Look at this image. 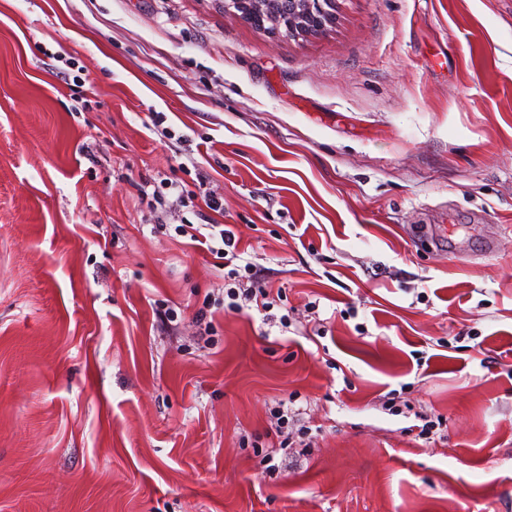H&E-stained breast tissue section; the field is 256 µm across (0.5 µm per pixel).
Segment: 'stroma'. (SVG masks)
I'll return each instance as SVG.
<instances>
[{
	"label": "stroma",
	"instance_id": "stroma-1",
	"mask_svg": "<svg viewBox=\"0 0 512 512\" xmlns=\"http://www.w3.org/2000/svg\"><path fill=\"white\" fill-rule=\"evenodd\" d=\"M334 13L0 0V512H512V0ZM274 1V4L263 5L262 8L268 12H275L288 21L276 23L273 27H268L274 30L284 28L288 33L294 32H314L321 30L331 20V14L328 7L334 0H308L309 9L306 16L302 19L288 17V1L289 0H269ZM326 6V7H325ZM224 227V224H179L175 231L181 237L189 236L193 242H198L196 245L204 247L211 255L224 260V270L231 267L224 272L222 288V300L223 295L224 299H229L225 307L228 311L239 313L257 310L261 314H266L267 310L273 307V302L270 301L271 289H268L261 270L241 257L242 253L237 250L234 232ZM202 229L210 232L204 234ZM235 260L244 264H234Z\"/></svg>",
	"mask_w": 512,
	"mask_h": 512
}]
</instances>
